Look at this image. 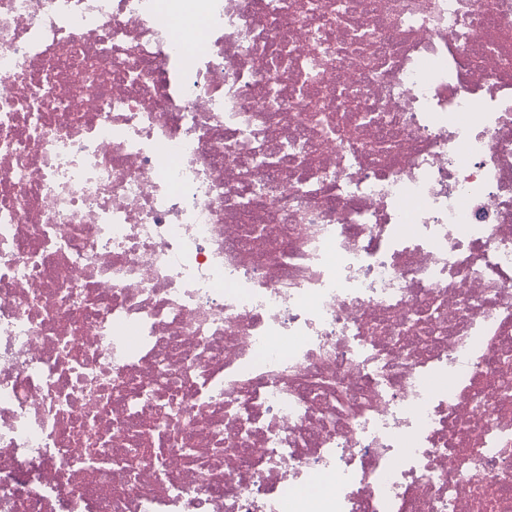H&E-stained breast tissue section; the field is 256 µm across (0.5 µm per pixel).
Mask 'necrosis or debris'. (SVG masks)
Here are the masks:
<instances>
[{
    "label": "necrosis or debris",
    "instance_id": "necrosis-or-debris-1",
    "mask_svg": "<svg viewBox=\"0 0 512 512\" xmlns=\"http://www.w3.org/2000/svg\"><path fill=\"white\" fill-rule=\"evenodd\" d=\"M0 512H512V0H0Z\"/></svg>",
    "mask_w": 512,
    "mask_h": 512
}]
</instances>
